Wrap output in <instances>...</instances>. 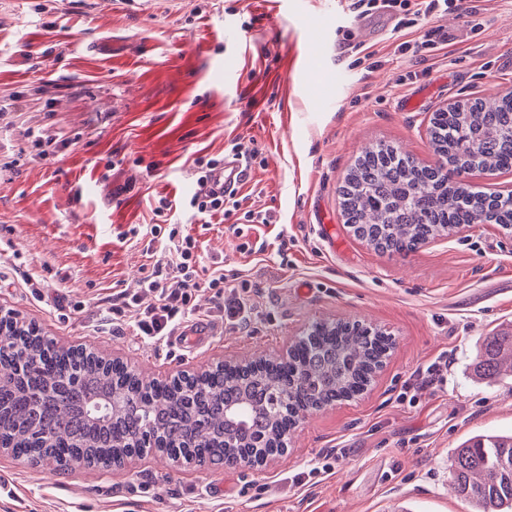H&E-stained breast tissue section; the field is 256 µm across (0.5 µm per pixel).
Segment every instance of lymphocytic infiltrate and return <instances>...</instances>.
<instances>
[{
    "instance_id": "f902f5d3",
    "label": "lymphocytic infiltrate",
    "mask_w": 512,
    "mask_h": 512,
    "mask_svg": "<svg viewBox=\"0 0 512 512\" xmlns=\"http://www.w3.org/2000/svg\"><path fill=\"white\" fill-rule=\"evenodd\" d=\"M350 8L359 16L384 10L394 13L398 18L395 32L417 31V38L399 45L401 52L417 59L427 58L448 43L447 35L441 31L424 29V18L437 12L467 15L473 12L466 0H352ZM220 165V160L211 159L202 166L196 187L184 202L191 217H210L223 212L225 205L235 203V195L218 193L210 186L212 175ZM200 263L197 239L181 228H171L163 244L162 262L142 279L139 291L121 293L109 307L108 316L119 317L126 308H137L139 316L131 325L134 335L158 341L172 335L184 319L195 314L193 296L196 291L208 288L223 300L227 322L246 323L251 314L246 299L237 289H226L223 269L200 276Z\"/></svg>"
}]
</instances>
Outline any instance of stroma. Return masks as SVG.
<instances>
[{
    "label": "stroma",
    "mask_w": 512,
    "mask_h": 512,
    "mask_svg": "<svg viewBox=\"0 0 512 512\" xmlns=\"http://www.w3.org/2000/svg\"><path fill=\"white\" fill-rule=\"evenodd\" d=\"M349 3L0 0V99L16 101L0 117V309L159 380L281 356L317 322L360 323L394 342L371 389L307 415L274 464L176 469L148 455L102 476L3 452L0 512H468L448 488L458 446L512 431V377L473 374L479 342L512 329V237L474 224L378 253L348 232L338 187L381 143L435 164L434 113L512 91V0L434 18L453 40L423 63L399 52L388 13L353 33ZM29 129L56 138L55 152L38 157ZM235 142L253 155L239 210L186 218L197 159ZM248 210L265 223L246 222ZM155 224L185 225L204 265L223 264L252 304L246 328L227 323L209 291L197 312L218 331L197 346L133 335V308L101 320L159 260L146 233ZM29 275L42 294L26 288ZM443 355L444 383L411 388Z\"/></svg>",
    "instance_id": "1"
}]
</instances>
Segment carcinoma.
I'll return each instance as SVG.
<instances>
[{
  "instance_id": "carcinoma-1",
  "label": "carcinoma",
  "mask_w": 512,
  "mask_h": 512,
  "mask_svg": "<svg viewBox=\"0 0 512 512\" xmlns=\"http://www.w3.org/2000/svg\"><path fill=\"white\" fill-rule=\"evenodd\" d=\"M457 135L448 136V123ZM442 163L419 165L388 146L369 149L339 189L344 224L378 251L410 252L458 224H511L512 210L492 196L447 185V171L512 169V92L496 105L474 99L437 112L428 131ZM7 342L0 366L16 378L0 384V439L22 464L63 469L105 456L139 453L146 433L166 439L171 463L238 468L285 451L286 430L320 405L364 392L393 346L382 331L322 323L288 358L212 371L200 388L184 378L146 381L99 357L57 350L40 329L0 321ZM512 358V333L484 339L480 379L498 381ZM238 414L225 419V411ZM450 487L474 512H512V433H480L454 457Z\"/></svg>"
}]
</instances>
